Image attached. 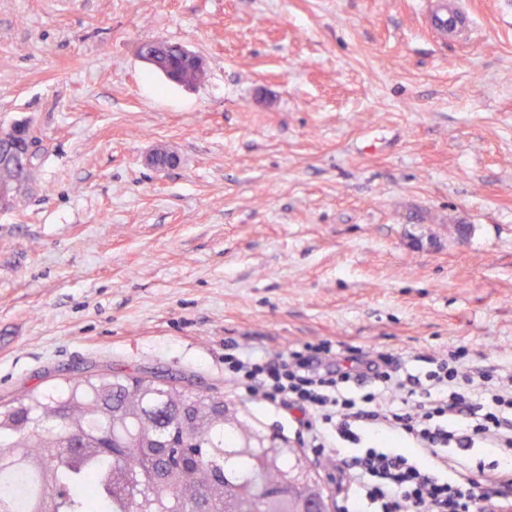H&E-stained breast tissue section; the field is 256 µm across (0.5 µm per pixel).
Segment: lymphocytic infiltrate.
<instances>
[{"instance_id": "lymphocytic-infiltrate-1", "label": "lymphocytic infiltrate", "mask_w": 512, "mask_h": 512, "mask_svg": "<svg viewBox=\"0 0 512 512\" xmlns=\"http://www.w3.org/2000/svg\"><path fill=\"white\" fill-rule=\"evenodd\" d=\"M329 340L258 355L224 345V374L285 414L314 458L335 462L337 512H512V371L470 364L466 346L419 353ZM480 446L489 467L462 451Z\"/></svg>"}]
</instances>
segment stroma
<instances>
[{
	"label": "stroma",
	"instance_id": "1",
	"mask_svg": "<svg viewBox=\"0 0 512 512\" xmlns=\"http://www.w3.org/2000/svg\"><path fill=\"white\" fill-rule=\"evenodd\" d=\"M430 2L0 0V124L37 139L0 213V401L160 371L293 447L226 339L512 364V17L465 0L448 42ZM149 40L205 81L168 84ZM178 45V43L167 42V49L159 59L160 70L175 81V85L181 84V86L190 87L201 83L205 74L184 67L179 59L181 56L183 62L202 72L207 71V60L201 54L182 44L179 45V55Z\"/></svg>",
	"mask_w": 512,
	"mask_h": 512
}]
</instances>
